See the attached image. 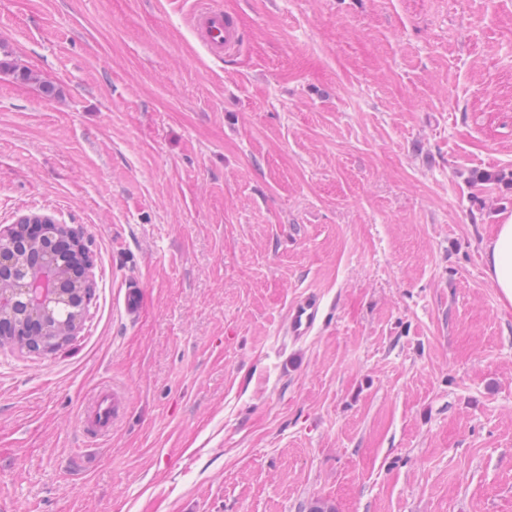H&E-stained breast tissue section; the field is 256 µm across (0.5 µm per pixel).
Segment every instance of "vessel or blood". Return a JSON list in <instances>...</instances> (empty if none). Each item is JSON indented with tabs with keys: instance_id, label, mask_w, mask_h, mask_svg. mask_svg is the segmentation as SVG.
Listing matches in <instances>:
<instances>
[{
	"instance_id": "vessel-or-blood-1",
	"label": "vessel or blood",
	"mask_w": 512,
	"mask_h": 512,
	"mask_svg": "<svg viewBox=\"0 0 512 512\" xmlns=\"http://www.w3.org/2000/svg\"><path fill=\"white\" fill-rule=\"evenodd\" d=\"M191 27L205 51L213 58L230 60L243 52L245 38L237 21L219 8L214 0H198L191 14ZM321 318V302L308 294L295 301L288 310L285 334L292 342L310 336ZM124 402L112 386L96 389L84 404L80 426L88 445L109 435L121 417Z\"/></svg>"
}]
</instances>
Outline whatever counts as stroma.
<instances>
[{"label":"stroma","mask_w":512,"mask_h":512,"mask_svg":"<svg viewBox=\"0 0 512 512\" xmlns=\"http://www.w3.org/2000/svg\"><path fill=\"white\" fill-rule=\"evenodd\" d=\"M221 2L229 62L194 0H0V231L69 225L96 285L0 349V512H512V0ZM190 22L203 48L213 58L230 60L243 52L245 38L237 21L214 1H198ZM499 223L485 250L486 275L499 300L512 306V213H499ZM321 302L314 294H307L295 301L288 310L285 334L294 342L310 336L321 318ZM124 402L120 393L111 385L96 389L83 405L80 426L88 446L109 435L112 426L121 417Z\"/></svg>","instance_id":"obj_1"}]
</instances>
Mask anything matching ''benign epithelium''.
<instances>
[{"label": "benign epithelium", "instance_id": "benign-epithelium-1", "mask_svg": "<svg viewBox=\"0 0 512 512\" xmlns=\"http://www.w3.org/2000/svg\"><path fill=\"white\" fill-rule=\"evenodd\" d=\"M21 233L30 238L27 255L15 249L13 237ZM65 235L71 242L74 258L82 268L70 288H47L46 282H65L69 272L58 257L44 249L42 242ZM91 260L82 239L65 224L35 216L22 219V225L0 234V280L9 277L10 287L0 289V347L24 348L49 356L73 342L79 334L95 285L90 274ZM43 325L49 329L39 347L28 339V331Z\"/></svg>", "mask_w": 512, "mask_h": 512}]
</instances>
